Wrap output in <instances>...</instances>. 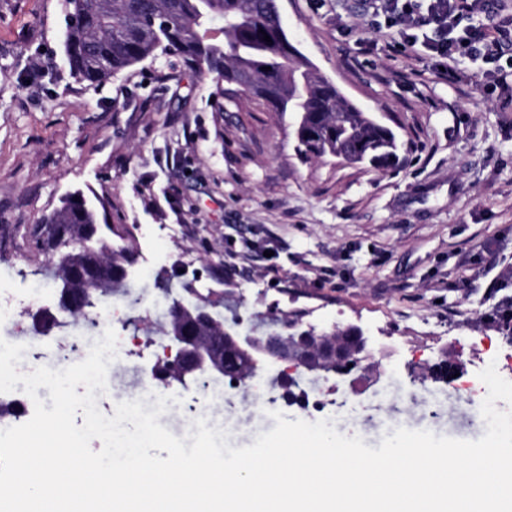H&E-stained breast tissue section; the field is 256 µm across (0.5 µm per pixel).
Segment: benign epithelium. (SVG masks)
I'll return each mask as SVG.
<instances>
[{
	"instance_id": "benign-epithelium-1",
	"label": "benign epithelium",
	"mask_w": 512,
	"mask_h": 512,
	"mask_svg": "<svg viewBox=\"0 0 512 512\" xmlns=\"http://www.w3.org/2000/svg\"><path fill=\"white\" fill-rule=\"evenodd\" d=\"M52 237L66 240L67 250L54 253L57 263L56 291L58 308L70 314L86 312L92 300L102 302L113 283L125 282L134 272L135 259L127 255L120 266L112 264V245L100 235V225L83 224L65 235L51 225ZM341 334L336 340L335 333ZM165 350L171 357L168 370L161 373L154 366L147 374L158 384L167 386L171 380L196 381L202 376L236 375L246 365L258 373L278 365L294 373L322 375L329 372L350 376L349 365H359L374 354L370 337L357 324L334 326L317 332L304 326L302 313L292 312L282 319L274 331H242L216 327L210 300L201 295L179 301L169 311L164 328Z\"/></svg>"
}]
</instances>
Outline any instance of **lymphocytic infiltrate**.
<instances>
[{
  "label": "lymphocytic infiltrate",
  "instance_id": "1",
  "mask_svg": "<svg viewBox=\"0 0 512 512\" xmlns=\"http://www.w3.org/2000/svg\"><path fill=\"white\" fill-rule=\"evenodd\" d=\"M373 15H384L402 43H423L432 56L449 60L451 81L464 75L451 62L469 55L495 61L512 52V14L503 13L496 0H371ZM479 25H471L473 16Z\"/></svg>",
  "mask_w": 512,
  "mask_h": 512
}]
</instances>
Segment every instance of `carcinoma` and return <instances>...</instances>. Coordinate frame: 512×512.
Segmentation results:
<instances>
[{
    "mask_svg": "<svg viewBox=\"0 0 512 512\" xmlns=\"http://www.w3.org/2000/svg\"><path fill=\"white\" fill-rule=\"evenodd\" d=\"M64 49L70 68L98 84L159 53L180 56L192 70L235 84L275 112L298 114L297 150L321 156L341 144L344 159L398 162L395 133L318 76L291 44L279 0H63ZM271 41H264V36ZM74 231L97 213L74 200L46 217Z\"/></svg>",
    "mask_w": 512,
    "mask_h": 512,
    "instance_id": "carcinoma-1",
    "label": "carcinoma"
}]
</instances>
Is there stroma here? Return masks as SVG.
Masks as SVG:
<instances>
[{
  "mask_svg": "<svg viewBox=\"0 0 512 512\" xmlns=\"http://www.w3.org/2000/svg\"><path fill=\"white\" fill-rule=\"evenodd\" d=\"M280 11L318 74L393 129L396 167L302 158L294 114L217 87L174 55L90 85L66 60L62 0H0V286L12 291L0 311L14 315L18 344L34 346L15 298L53 287L39 230L79 191L137 256L140 302L113 317L118 334L135 333L145 313L159 321L191 287L218 296L229 325L302 310L316 330L355 323L374 345L398 350L375 383L301 379L321 399L320 415L283 400L276 368L248 388L213 379L214 402L198 400L195 382H172L161 392L180 401L158 422L174 436L192 429L183 405L194 400L234 448L272 430L275 411L290 421L331 418L371 448L399 427L479 439V372L492 363L512 381V335L498 323L512 309V96L497 82L498 65L458 58L467 80L448 82L422 46L395 48L387 31L368 26L369 0H280ZM497 274L508 280L494 292ZM158 276L170 292L154 287ZM163 343L154 333L135 351L119 348L97 396L104 414L137 399L128 381ZM443 352L462 365L460 381L410 377ZM255 385L268 390L262 417L251 409Z\"/></svg>",
  "mask_w": 512,
  "mask_h": 512,
  "instance_id": "obj_1",
  "label": "stroma"
}]
</instances>
